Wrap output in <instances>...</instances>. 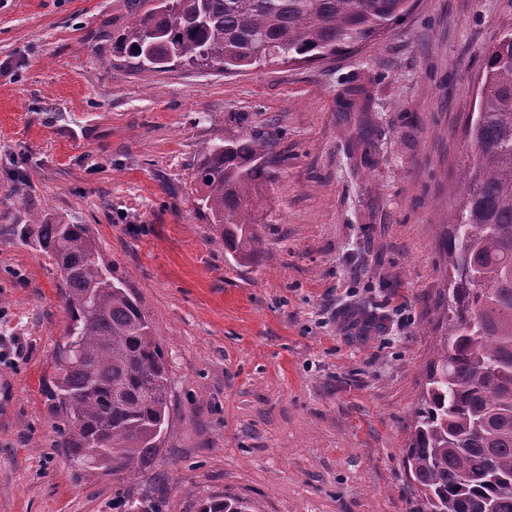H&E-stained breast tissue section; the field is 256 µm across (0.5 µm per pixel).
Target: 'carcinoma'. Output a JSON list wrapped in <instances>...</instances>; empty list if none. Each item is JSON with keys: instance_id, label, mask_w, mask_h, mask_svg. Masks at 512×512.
Returning <instances> with one entry per match:
<instances>
[{"instance_id": "carcinoma-1", "label": "carcinoma", "mask_w": 512, "mask_h": 512, "mask_svg": "<svg viewBox=\"0 0 512 512\" xmlns=\"http://www.w3.org/2000/svg\"><path fill=\"white\" fill-rule=\"evenodd\" d=\"M411 0H156L128 37L142 68L180 60L236 72L272 59L321 60L373 40ZM473 147L458 207L441 225L446 289L438 357L425 371L405 465L417 512H512V31L482 55ZM272 139L233 134L203 147L193 167L199 204L238 264L258 251L254 196L273 179ZM32 224L56 265L69 316L48 390L62 447L74 462L100 449L114 474L149 467L169 400L165 354L83 224ZM215 495L200 512H252Z\"/></svg>"}]
</instances>
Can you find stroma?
Returning <instances> with one entry per match:
<instances>
[{
    "mask_svg": "<svg viewBox=\"0 0 512 512\" xmlns=\"http://www.w3.org/2000/svg\"><path fill=\"white\" fill-rule=\"evenodd\" d=\"M153 0H0V512H416L404 455L446 287L483 50L512 0H416L365 48L237 73L137 68ZM272 133L261 250L238 265L193 165ZM84 224L168 363V427L121 477L50 418L68 317L32 217ZM251 503L235 496L215 495L200 502V512H251Z\"/></svg>",
    "mask_w": 512,
    "mask_h": 512,
    "instance_id": "stroma-1",
    "label": "stroma"
}]
</instances>
